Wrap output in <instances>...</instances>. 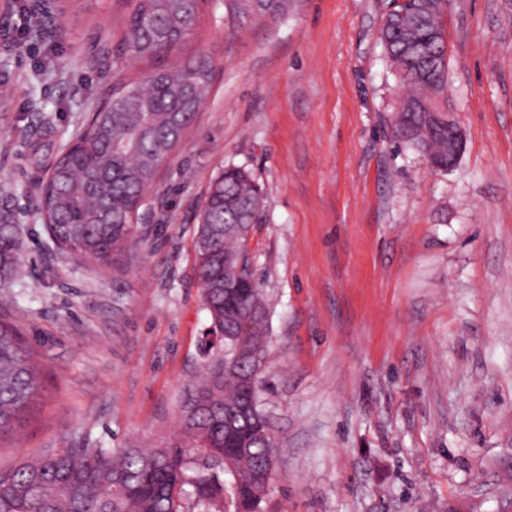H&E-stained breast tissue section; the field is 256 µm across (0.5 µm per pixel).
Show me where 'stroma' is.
Masks as SVG:
<instances>
[{
  "mask_svg": "<svg viewBox=\"0 0 512 512\" xmlns=\"http://www.w3.org/2000/svg\"><path fill=\"white\" fill-rule=\"evenodd\" d=\"M393 0H291L277 19L203 0L163 57L123 50L129 0H0V192L24 250L0 313L44 391L0 470L48 448H152L219 351L198 281L209 185L250 170V258L269 300L260 400L278 443L262 512H512V0H448V109L432 170L393 136L405 90L380 40ZM198 55L215 68L151 180L131 255L103 267L46 240L36 152L80 137L115 85Z\"/></svg>",
  "mask_w": 512,
  "mask_h": 512,
  "instance_id": "35a3bbf8",
  "label": "stroma"
}]
</instances>
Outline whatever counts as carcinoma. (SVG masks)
<instances>
[{"label":"carcinoma","instance_id":"carcinoma-1","mask_svg":"<svg viewBox=\"0 0 512 512\" xmlns=\"http://www.w3.org/2000/svg\"><path fill=\"white\" fill-rule=\"evenodd\" d=\"M235 16H281L289 0H224ZM447 0H404L380 39L406 89L408 107L395 113V136L433 163H448ZM199 0H135L126 50L156 58L190 35ZM213 76L209 57L154 71L122 87L97 109L96 131L50 153L37 186L39 208L59 252L104 265L121 255L137 230L144 190L181 143ZM266 199L252 173L227 167L212 182L200 214L198 278L206 309L224 343L188 391L175 439L161 448H50L0 471V512H223L224 493L259 504L267 487L255 474L275 456L263 440L270 424L260 408L258 379L265 334L243 320L268 316V302L249 261L251 229L265 218ZM22 239L9 211H0V288L21 258ZM44 388L39 365L19 327L0 318V437L21 427ZM231 476L225 486L213 470Z\"/></svg>","mask_w":512,"mask_h":512}]
</instances>
